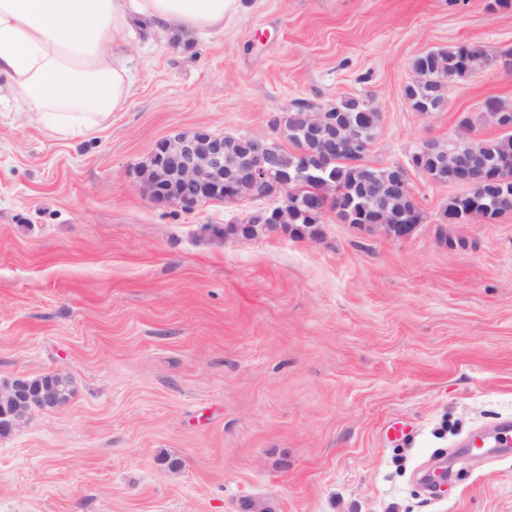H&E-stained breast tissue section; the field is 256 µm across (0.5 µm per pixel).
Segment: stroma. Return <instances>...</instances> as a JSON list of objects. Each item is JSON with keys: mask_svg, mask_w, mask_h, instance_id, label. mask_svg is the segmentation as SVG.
<instances>
[{"mask_svg": "<svg viewBox=\"0 0 512 512\" xmlns=\"http://www.w3.org/2000/svg\"><path fill=\"white\" fill-rule=\"evenodd\" d=\"M460 43L512 48V6L238 0L220 30L133 22L125 108L84 137L0 112V383L70 381L0 437V512H512V432L455 460L512 421V212L442 223L461 187L413 170L405 240L332 211L315 239L243 238L224 229L261 202L157 203L137 174L172 130L272 140L274 115L351 96L381 113L375 167L465 117L497 138L483 105L512 103V69L429 115L402 95L415 57Z\"/></svg>", "mask_w": 512, "mask_h": 512, "instance_id": "35a3bbf8", "label": "stroma"}]
</instances>
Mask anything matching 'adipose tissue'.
Masks as SVG:
<instances>
[{"label":"adipose tissue","instance_id":"obj_1","mask_svg":"<svg viewBox=\"0 0 512 512\" xmlns=\"http://www.w3.org/2000/svg\"><path fill=\"white\" fill-rule=\"evenodd\" d=\"M237 0H0V85L66 137L107 122L131 75L120 52L133 17L159 29L223 28Z\"/></svg>","mask_w":512,"mask_h":512}]
</instances>
